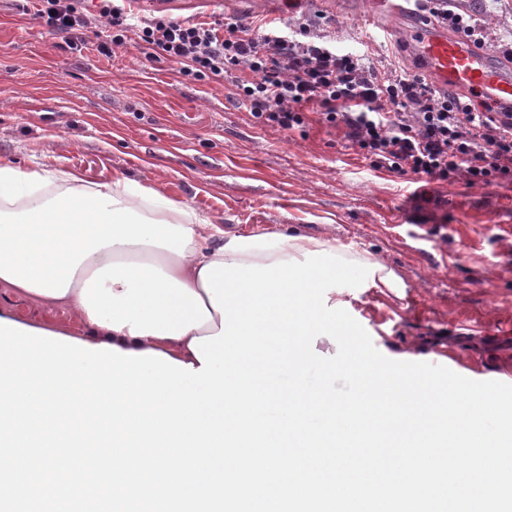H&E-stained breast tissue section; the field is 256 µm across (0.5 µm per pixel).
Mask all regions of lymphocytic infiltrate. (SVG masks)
<instances>
[{"instance_id":"1","label":"lymphocytic infiltrate","mask_w":512,"mask_h":512,"mask_svg":"<svg viewBox=\"0 0 512 512\" xmlns=\"http://www.w3.org/2000/svg\"><path fill=\"white\" fill-rule=\"evenodd\" d=\"M33 16L56 33L88 25L85 0H30ZM132 0H98L97 13L112 29L102 55L137 41L154 60L177 65L197 81L233 74L235 96L261 126L290 131L306 108L344 129L375 167L430 180L460 175L468 184L512 181V111H492L465 94L435 89L424 76L374 64L363 49L339 45L322 18L285 16L244 22L138 14ZM435 22L484 47L485 25L451 0H417Z\"/></svg>"}]
</instances>
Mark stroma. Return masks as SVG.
Wrapping results in <instances>:
<instances>
[{
  "instance_id": "obj_1",
  "label": "stroma",
  "mask_w": 512,
  "mask_h": 512,
  "mask_svg": "<svg viewBox=\"0 0 512 512\" xmlns=\"http://www.w3.org/2000/svg\"><path fill=\"white\" fill-rule=\"evenodd\" d=\"M183 17L280 15L282 0H138ZM512 42V0H457ZM26 0H0V162L63 166L86 181L122 175L209 214L225 231L289 229L382 259L403 295L360 294L349 310L389 359L443 365L512 384V184L413 180L374 167L340 129L318 121L257 125L230 80L195 81L135 42L97 50L103 22L50 32ZM372 0H299L296 16L329 18L352 44L373 35L374 61L417 70L404 35L370 25ZM21 323L81 335L75 312L0 288Z\"/></svg>"
}]
</instances>
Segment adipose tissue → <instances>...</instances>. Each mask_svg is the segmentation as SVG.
Listing matches in <instances>:
<instances>
[{
	"mask_svg": "<svg viewBox=\"0 0 512 512\" xmlns=\"http://www.w3.org/2000/svg\"><path fill=\"white\" fill-rule=\"evenodd\" d=\"M335 249V239L289 231L225 232L123 176L90 183L71 170L0 162V288L75 311L97 345L196 363L190 341L221 330L202 267Z\"/></svg>",
	"mask_w": 512,
	"mask_h": 512,
	"instance_id": "1",
	"label": "adipose tissue"
}]
</instances>
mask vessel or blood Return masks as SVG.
Returning a JSON list of instances; mask_svg holds the SVG:
<instances>
[{"mask_svg": "<svg viewBox=\"0 0 512 512\" xmlns=\"http://www.w3.org/2000/svg\"><path fill=\"white\" fill-rule=\"evenodd\" d=\"M409 0H380L381 12L405 15L406 36L413 45L420 69L441 90L480 92L493 106H512V73L498 67L472 43L448 37L440 27L419 21Z\"/></svg>", "mask_w": 512, "mask_h": 512, "instance_id": "obj_1", "label": "vessel or blood"}]
</instances>
